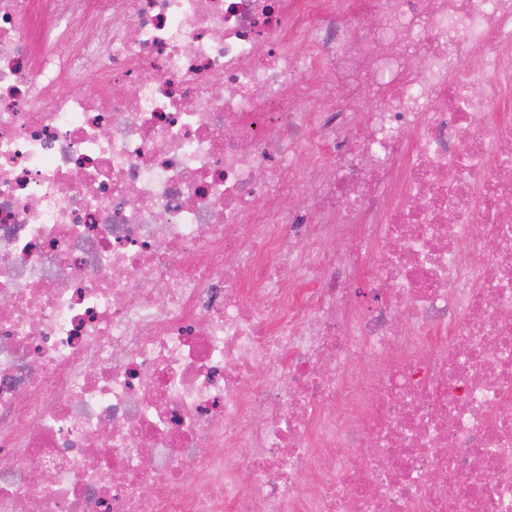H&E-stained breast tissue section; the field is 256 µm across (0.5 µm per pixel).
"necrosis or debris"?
Listing matches in <instances>:
<instances>
[{"label": "necrosis or debris", "instance_id": "necrosis-or-debris-1", "mask_svg": "<svg viewBox=\"0 0 512 512\" xmlns=\"http://www.w3.org/2000/svg\"><path fill=\"white\" fill-rule=\"evenodd\" d=\"M0 512H512V0H0Z\"/></svg>", "mask_w": 512, "mask_h": 512}]
</instances>
